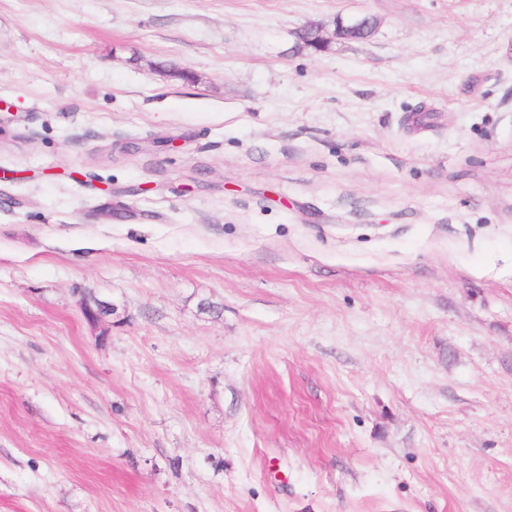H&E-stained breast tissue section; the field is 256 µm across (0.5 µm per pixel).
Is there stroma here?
Masks as SVG:
<instances>
[{
	"instance_id": "obj_1",
	"label": "stroma",
	"mask_w": 512,
	"mask_h": 512,
	"mask_svg": "<svg viewBox=\"0 0 512 512\" xmlns=\"http://www.w3.org/2000/svg\"><path fill=\"white\" fill-rule=\"evenodd\" d=\"M4 170L0 512H512V0H0ZM377 22L373 17L363 16L360 18H355L348 20L345 22L344 20H338V27L332 31L330 35H324L323 29L321 26L317 24H310L300 30L298 34L299 40L306 35H314L310 40L313 43L310 45L313 52H321L326 49L327 45L331 44L334 41L339 40H358L360 37V32L362 31H373Z\"/></svg>"
}]
</instances>
